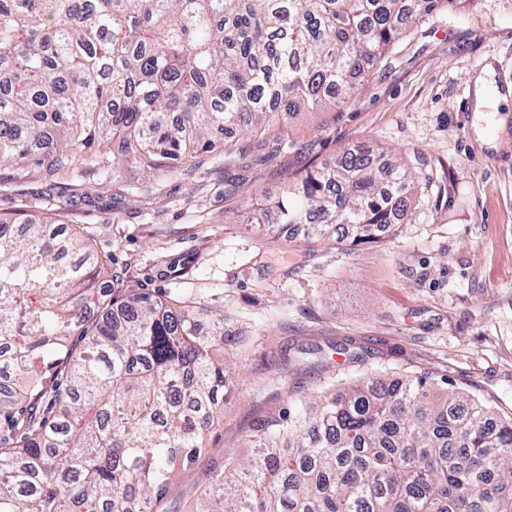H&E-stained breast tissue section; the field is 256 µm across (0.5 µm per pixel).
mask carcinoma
Masks as SVG:
<instances>
[{
	"instance_id": "carcinoma-1",
	"label": "carcinoma",
	"mask_w": 512,
	"mask_h": 512,
	"mask_svg": "<svg viewBox=\"0 0 512 512\" xmlns=\"http://www.w3.org/2000/svg\"><path fill=\"white\" fill-rule=\"evenodd\" d=\"M488 0H0V165L69 170L117 137L175 165L339 109L423 17ZM416 193L363 147L275 202L321 240L378 237ZM73 228L0 218V512H168L224 400V320L103 286ZM190 512H512V414L426 373L272 413Z\"/></svg>"
}]
</instances>
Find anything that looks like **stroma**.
Wrapping results in <instances>:
<instances>
[{"label":"stroma","mask_w":512,"mask_h":512,"mask_svg":"<svg viewBox=\"0 0 512 512\" xmlns=\"http://www.w3.org/2000/svg\"><path fill=\"white\" fill-rule=\"evenodd\" d=\"M512 87V10L440 12L412 28L337 112L183 164L125 159L50 173L0 166V217L74 227L116 293L191 296L224 321V414L172 479L189 512L205 471L246 453L268 413L369 376L429 373L512 412V101L482 110L485 68ZM364 146L419 178L407 223L334 244L278 231L253 208Z\"/></svg>","instance_id":"35a3bbf8"}]
</instances>
